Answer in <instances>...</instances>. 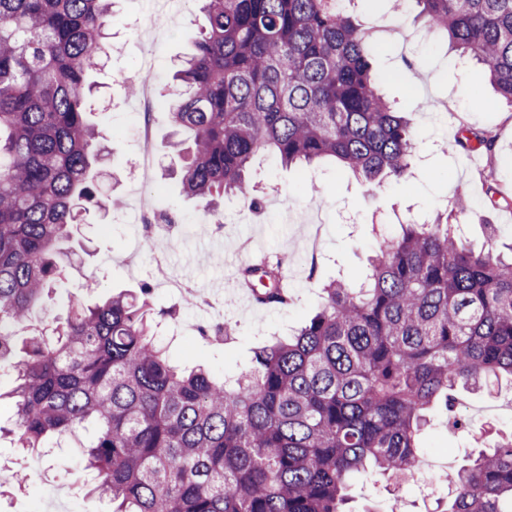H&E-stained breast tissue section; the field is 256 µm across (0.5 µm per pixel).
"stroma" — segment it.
I'll use <instances>...</instances> for the list:
<instances>
[{
  "mask_svg": "<svg viewBox=\"0 0 512 512\" xmlns=\"http://www.w3.org/2000/svg\"><path fill=\"white\" fill-rule=\"evenodd\" d=\"M350 13L370 32L381 50L376 72L392 73L382 85L385 96L409 112L418 135V151L401 179L380 187L340 170L334 164L299 169L276 166L257 157L250 179L263 196V213L244 210L237 199H225L224 224L195 237L163 241L157 255L153 241H138L139 210L153 187L165 183L163 208L186 224L197 223L201 207L187 198L177 180L161 170L176 165L175 132L162 100L168 99L174 61L189 52L183 34L205 26L198 0H114L112 50L95 76L99 93L92 115L111 149L112 176L100 181L103 192L121 202L118 211L90 216L78 225L70 242L76 263L63 282L32 316L17 328L25 337L30 325L66 314L70 304L105 299L149 283L156 308L181 310V335L161 333L172 359L184 366L202 364L214 373L235 375L247 370L256 340L287 333L318 307L319 290L333 279L363 272L378 244L396 235L401 225L431 222L451 210L464 224L466 239L480 245L485 224H494L497 240L512 241V105L499 100L488 84L483 65L462 57L444 34L429 31L397 13L396 0H351ZM155 22L144 25L145 15ZM148 128L159 171L143 181L133 165L141 148L140 130ZM487 132L492 149H454L461 128ZM270 255L283 258L285 280L294 292L286 308L260 306L235 289L217 292L211 285L232 278L243 265ZM191 276L195 289L210 305L188 302L186 294L166 290L167 279ZM229 321L238 335L229 346L209 347L197 338L196 326ZM469 425L450 431L442 406L429 413L419 437L423 455L447 453L452 469L466 465L475 442L512 432V417L491 413V406L512 402V379L501 377L491 392L459 393ZM21 471L22 482L0 491V512H109L105 501L90 500L84 490L69 491L72 474L92 483L76 447L23 449L13 437H0V466ZM352 512H435L450 497L446 485L422 490L414 483L391 491L384 479L366 475L352 490Z\"/></svg>",
  "mask_w": 512,
  "mask_h": 512,
  "instance_id": "1",
  "label": "stroma"
}]
</instances>
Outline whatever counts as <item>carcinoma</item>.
Listing matches in <instances>:
<instances>
[{
	"instance_id": "cac0c4a2",
	"label": "carcinoma",
	"mask_w": 512,
	"mask_h": 512,
	"mask_svg": "<svg viewBox=\"0 0 512 512\" xmlns=\"http://www.w3.org/2000/svg\"><path fill=\"white\" fill-rule=\"evenodd\" d=\"M208 27L173 73L169 107L191 133L182 192L222 224L220 199L257 210L247 178L264 154L282 167L332 158L370 184L399 178L417 135L380 91L377 47L340 0H201ZM426 26L487 67L512 104V0H412ZM112 0H0V370L23 448H54L92 430L85 468L112 512H351L348 490L374 472L398 485L421 464L417 436L453 391L512 377V244H465L454 224H403L365 280L332 282L315 314L256 345L250 369L219 378L171 363L151 330L150 288L77 303L15 328L62 280L59 244L88 215L106 146L91 121ZM464 130L457 145L487 146ZM282 261L250 265L255 300L286 307ZM206 343L233 324L201 325ZM443 512H512V436L447 481Z\"/></svg>"
}]
</instances>
